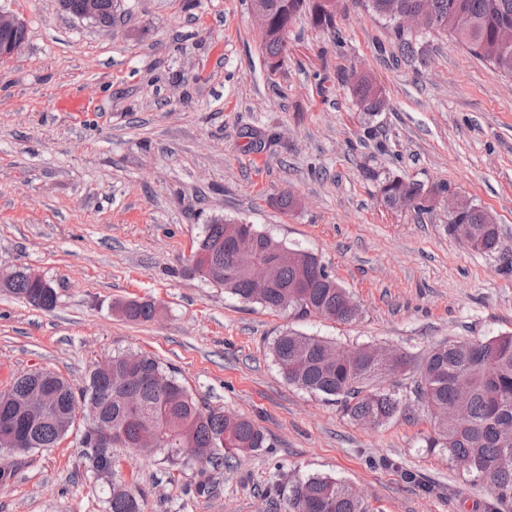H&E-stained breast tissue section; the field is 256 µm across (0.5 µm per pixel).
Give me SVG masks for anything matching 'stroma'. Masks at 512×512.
<instances>
[{
	"mask_svg": "<svg viewBox=\"0 0 512 512\" xmlns=\"http://www.w3.org/2000/svg\"><path fill=\"white\" fill-rule=\"evenodd\" d=\"M1 10L28 37L0 60V273L33 269L58 300L45 311L0 286V391L36 369L79 386L98 361L142 351L211 407L255 420L269 445L221 469L120 448L105 481L84 463L79 418L56 448L14 456L0 512H104L113 482L141 493L143 512H285L278 486L316 474L359 488L373 512H512V498L426 448L433 424L414 391L436 344L512 333L511 79L447 35L407 66L386 21L350 5L336 15L338 44L296 19L275 74L248 0H123L108 31L59 0ZM351 68L381 89L378 116L338 80ZM69 97L85 111L61 110ZM255 131L276 143L249 148ZM368 166L450 183L495 214L498 250L449 235L445 205L386 208ZM284 192L300 201L287 214L273 204ZM221 216L317 255L359 305L356 320H299L188 274ZM130 299L154 301L159 319L121 317L114 306ZM288 329L406 353L411 367L380 383L399 412L361 425L289 385L269 351Z\"/></svg>",
	"mask_w": 512,
	"mask_h": 512,
	"instance_id": "1",
	"label": "stroma"
}]
</instances>
